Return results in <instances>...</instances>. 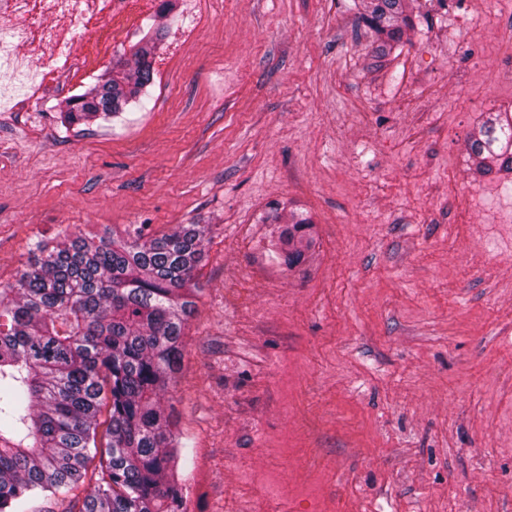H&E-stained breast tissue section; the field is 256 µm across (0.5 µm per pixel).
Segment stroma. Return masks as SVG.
<instances>
[{
	"mask_svg": "<svg viewBox=\"0 0 512 512\" xmlns=\"http://www.w3.org/2000/svg\"><path fill=\"white\" fill-rule=\"evenodd\" d=\"M152 83L68 124L55 85L0 112V286L37 242L207 227L181 367L184 512H512V177L465 160L512 110V0H415L368 70L351 0H155ZM72 41L84 93L130 41ZM470 195V223L457 193ZM312 220L296 266L273 249ZM250 248H238L241 235Z\"/></svg>",
	"mask_w": 512,
	"mask_h": 512,
	"instance_id": "1",
	"label": "stroma"
}]
</instances>
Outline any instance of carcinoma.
<instances>
[{"label": "carcinoma", "instance_id": "cac0c4a2", "mask_svg": "<svg viewBox=\"0 0 512 512\" xmlns=\"http://www.w3.org/2000/svg\"><path fill=\"white\" fill-rule=\"evenodd\" d=\"M413 0H360L380 45L378 67L404 30ZM149 51L134 66L70 102L67 122L109 120L153 80ZM477 170L512 173V113L493 112L471 133ZM288 264L302 257L309 221L292 212ZM207 229L95 242L76 233L38 255L0 288V512H24L38 493L72 496L77 512H180L169 479L176 449L160 394L175 379L195 307V272ZM100 458L95 483L89 464ZM84 488L82 498L75 491Z\"/></svg>", "mask_w": 512, "mask_h": 512}]
</instances>
